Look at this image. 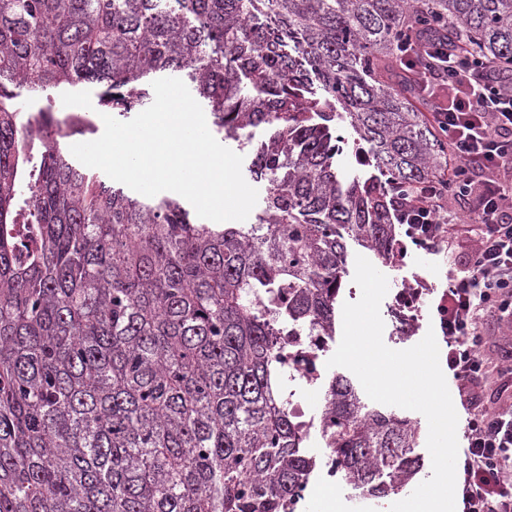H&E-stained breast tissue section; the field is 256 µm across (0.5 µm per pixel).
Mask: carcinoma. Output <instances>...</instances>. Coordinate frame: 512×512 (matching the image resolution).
<instances>
[{
  "label": "carcinoma",
  "instance_id": "obj_1",
  "mask_svg": "<svg viewBox=\"0 0 512 512\" xmlns=\"http://www.w3.org/2000/svg\"><path fill=\"white\" fill-rule=\"evenodd\" d=\"M412 17L512 72V0H0V512H292L314 427L363 497L412 481L414 422L345 375L299 419L280 342L332 335L345 237L393 259L390 199L440 164L441 137L385 79ZM166 70L224 138L269 130L258 223L132 197L70 160L83 116L4 104L94 84L130 112ZM338 120L387 184L339 179Z\"/></svg>",
  "mask_w": 512,
  "mask_h": 512
}]
</instances>
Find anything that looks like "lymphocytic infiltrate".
<instances>
[{
    "mask_svg": "<svg viewBox=\"0 0 512 512\" xmlns=\"http://www.w3.org/2000/svg\"><path fill=\"white\" fill-rule=\"evenodd\" d=\"M399 69L419 97L432 88L448 101L427 115L444 137L446 161L428 181L392 199L397 224L426 250L469 248L465 268L448 270L436 311L446 362L469 417L460 459L462 512H512V407L491 408L476 388L495 375L512 388V366L482 352L480 321L500 314L512 327V84H501L490 64L462 43L412 22ZM469 200L449 211V191Z\"/></svg>",
    "mask_w": 512,
    "mask_h": 512,
    "instance_id": "f902f5d3",
    "label": "lymphocytic infiltrate"
}]
</instances>
